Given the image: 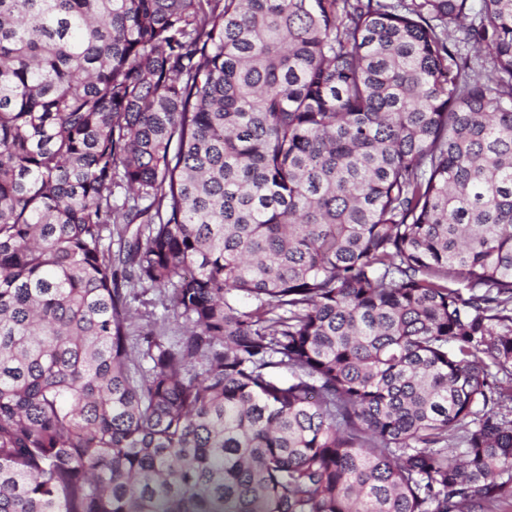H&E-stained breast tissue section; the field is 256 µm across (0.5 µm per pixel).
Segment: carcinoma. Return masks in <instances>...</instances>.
I'll return each instance as SVG.
<instances>
[{
    "label": "carcinoma",
    "mask_w": 512,
    "mask_h": 512,
    "mask_svg": "<svg viewBox=\"0 0 512 512\" xmlns=\"http://www.w3.org/2000/svg\"><path fill=\"white\" fill-rule=\"evenodd\" d=\"M510 404L512 0H0V512H486ZM144 286V288L140 285H136L135 288H128L130 291V312L134 319L141 322V316L146 318V315L150 312H153L154 317L158 320L169 316L159 302L158 290Z\"/></svg>",
    "instance_id": "1"
}]
</instances>
